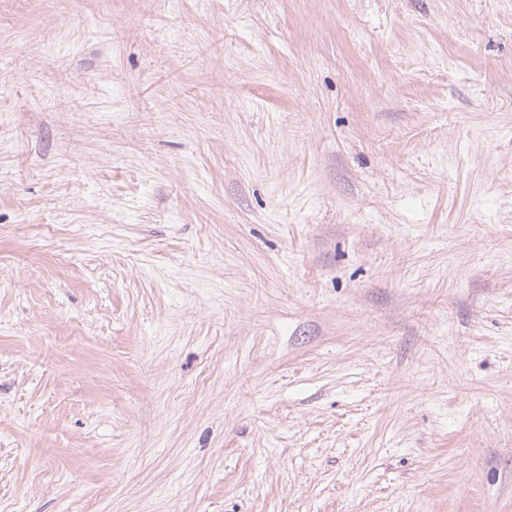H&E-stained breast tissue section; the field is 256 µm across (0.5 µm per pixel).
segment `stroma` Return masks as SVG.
I'll use <instances>...</instances> for the list:
<instances>
[{
    "mask_svg": "<svg viewBox=\"0 0 512 512\" xmlns=\"http://www.w3.org/2000/svg\"><path fill=\"white\" fill-rule=\"evenodd\" d=\"M0 512H512V0H0Z\"/></svg>",
    "mask_w": 512,
    "mask_h": 512,
    "instance_id": "stroma-1",
    "label": "stroma"
}]
</instances>
